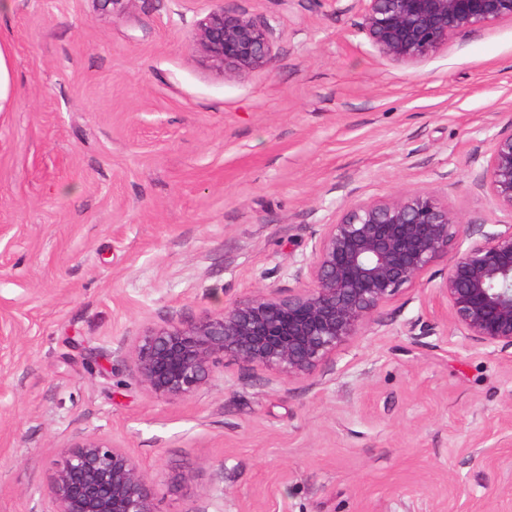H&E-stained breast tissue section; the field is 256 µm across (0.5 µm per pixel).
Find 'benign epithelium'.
<instances>
[{"label": "benign epithelium", "instance_id": "obj_1", "mask_svg": "<svg viewBox=\"0 0 512 512\" xmlns=\"http://www.w3.org/2000/svg\"><path fill=\"white\" fill-rule=\"evenodd\" d=\"M363 2L360 32L380 55L407 65L433 57L457 32L512 17V0ZM196 43L226 74L276 62L269 26L222 7L197 22ZM485 178L492 203L512 215V132L493 139ZM459 238L468 243L458 244L437 285L453 329L488 348H512V221L487 231L419 191L345 207L297 270L302 287L151 330L132 351L134 371L170 400L192 397L226 355L288 377L311 375ZM50 496L52 512H157L152 482L134 457L97 435L66 455Z\"/></svg>", "mask_w": 512, "mask_h": 512}]
</instances>
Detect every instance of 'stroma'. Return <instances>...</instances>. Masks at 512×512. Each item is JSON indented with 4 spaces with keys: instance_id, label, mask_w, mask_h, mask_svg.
Returning <instances> with one entry per match:
<instances>
[{
    "instance_id": "obj_1",
    "label": "stroma",
    "mask_w": 512,
    "mask_h": 512,
    "mask_svg": "<svg viewBox=\"0 0 512 512\" xmlns=\"http://www.w3.org/2000/svg\"><path fill=\"white\" fill-rule=\"evenodd\" d=\"M267 23L277 60L229 75L195 25ZM360 0H9L0 55V512H50L98 434L158 512H512V349L456 334L436 286L383 304L311 376L225 357L190 398L132 369L139 336L296 288L344 206L431 192L512 221L483 176L512 131V18L401 65Z\"/></svg>"
}]
</instances>
